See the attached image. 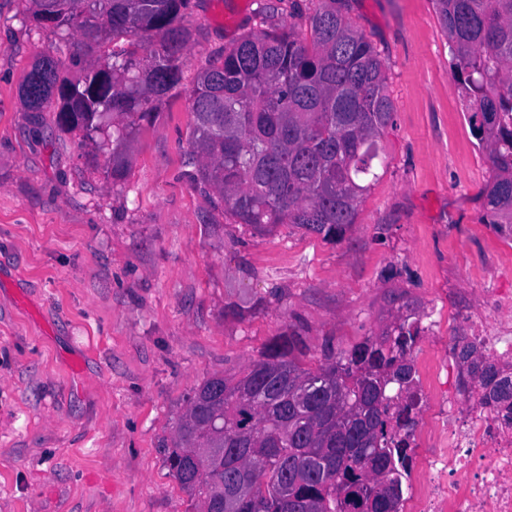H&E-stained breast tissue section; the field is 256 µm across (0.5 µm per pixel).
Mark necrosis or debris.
<instances>
[{"mask_svg":"<svg viewBox=\"0 0 512 512\" xmlns=\"http://www.w3.org/2000/svg\"><path fill=\"white\" fill-rule=\"evenodd\" d=\"M499 305L512 306V295L493 292L487 311L470 312L468 340L488 357L512 361V319L490 314ZM416 381L421 400L440 399L444 438L433 444L411 431L412 444L429 452L407 482V512H512V421L497 409L483 412L479 388L438 395L440 370H419Z\"/></svg>","mask_w":512,"mask_h":512,"instance_id":"necrosis-or-debris-1","label":"necrosis or debris"}]
</instances>
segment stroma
<instances>
[{"instance_id": "obj_1", "label": "stroma", "mask_w": 512, "mask_h": 512, "mask_svg": "<svg viewBox=\"0 0 512 512\" xmlns=\"http://www.w3.org/2000/svg\"><path fill=\"white\" fill-rule=\"evenodd\" d=\"M266 0H191L179 92L130 144L113 182L112 121L94 140L28 112L36 60L75 78L78 32L0 0V512H196L160 450L194 388L233 377L298 328L309 367L406 307L465 335L455 311L512 289V240L483 224L491 176L432 0H348L394 105L385 173L343 239L290 224L260 234L197 189L188 162L198 70L261 26ZM233 306L237 315L225 314Z\"/></svg>"}]
</instances>
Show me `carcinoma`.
I'll return each mask as SVG.
<instances>
[{"instance_id": "carcinoma-1", "label": "carcinoma", "mask_w": 512, "mask_h": 512, "mask_svg": "<svg viewBox=\"0 0 512 512\" xmlns=\"http://www.w3.org/2000/svg\"><path fill=\"white\" fill-rule=\"evenodd\" d=\"M34 21L53 14L75 28L76 55L108 42L112 64L72 82L49 60L22 84L28 111L58 101L54 124L91 138L112 113V182L123 179V147L156 104L182 85L180 63L190 0H101L93 18L81 0H26ZM451 51L468 122L492 175L482 191L483 221L512 235V0H433ZM345 0H319L308 17L311 41L275 22L243 34L202 67L191 95L192 174L216 192L240 224L271 232L293 224L336 242L356 223L358 205L379 177L380 139L393 102L373 43L343 15ZM161 35L146 64L119 45ZM423 332L419 320L395 314L374 336L317 368L300 360L299 330L275 336L261 358L236 377L213 376L188 398L170 442L169 473L200 512L249 472L259 477L240 512H402V479L412 456L398 432L420 412L408 354ZM452 352L459 388L474 382L484 405L512 411V364L482 354L460 337ZM224 448L221 468L197 482L188 456Z\"/></svg>"}]
</instances>
